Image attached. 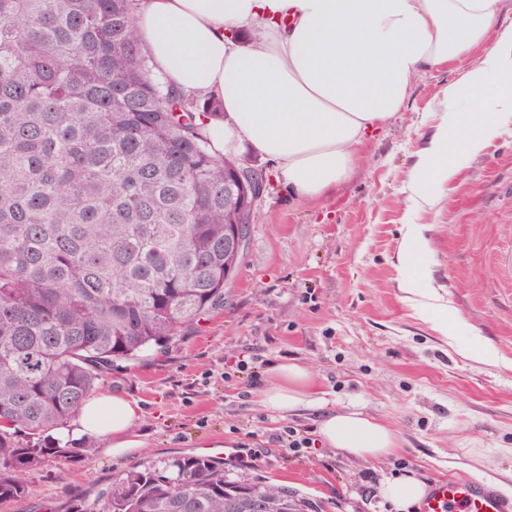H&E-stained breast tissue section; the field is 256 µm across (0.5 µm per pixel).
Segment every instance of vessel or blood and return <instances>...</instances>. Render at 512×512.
I'll use <instances>...</instances> for the list:
<instances>
[{"label": "vessel or blood", "mask_w": 512, "mask_h": 512, "mask_svg": "<svg viewBox=\"0 0 512 512\" xmlns=\"http://www.w3.org/2000/svg\"><path fill=\"white\" fill-rule=\"evenodd\" d=\"M419 512H512V497L489 480L448 477L431 484Z\"/></svg>", "instance_id": "b4317fda"}]
</instances>
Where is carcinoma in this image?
Masks as SVG:
<instances>
[{
	"instance_id": "obj_1",
	"label": "carcinoma",
	"mask_w": 512,
	"mask_h": 512,
	"mask_svg": "<svg viewBox=\"0 0 512 512\" xmlns=\"http://www.w3.org/2000/svg\"><path fill=\"white\" fill-rule=\"evenodd\" d=\"M137 0H0V504L80 449L50 440L118 362L224 307L220 107L153 73ZM307 512L209 456L136 465L50 512Z\"/></svg>"
}]
</instances>
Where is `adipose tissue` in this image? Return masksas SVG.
Wrapping results in <instances>:
<instances>
[{
    "label": "adipose tissue",
    "instance_id": "ef3b65f1",
    "mask_svg": "<svg viewBox=\"0 0 512 512\" xmlns=\"http://www.w3.org/2000/svg\"><path fill=\"white\" fill-rule=\"evenodd\" d=\"M505 0H139L140 41L164 81L192 99L219 101L205 131L216 153L238 137L270 160L297 197L317 199L345 181L364 136L404 108L421 73L482 48L480 63L449 86L443 117L408 173L429 198L455 174L456 158L482 151L512 114V25ZM256 29L250 46L237 34ZM467 96L477 106L460 111ZM259 405L286 417L317 408L323 443L361 460L400 445L398 433L359 410L325 408L303 365L279 363ZM136 401L103 393L83 405L60 437L104 441L122 458L144 447Z\"/></svg>",
    "mask_w": 512,
    "mask_h": 512
}]
</instances>
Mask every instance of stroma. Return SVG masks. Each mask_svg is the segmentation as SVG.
Listing matches in <instances>:
<instances>
[{"label":"stroma","instance_id":"stroma-1","mask_svg":"<svg viewBox=\"0 0 512 512\" xmlns=\"http://www.w3.org/2000/svg\"><path fill=\"white\" fill-rule=\"evenodd\" d=\"M481 50L422 73L404 109L365 136L351 176L319 200L296 199L272 164L247 145L234 159L265 183L251 219L245 261L224 308L186 328L180 340L113 367L100 392L135 400L146 446L116 460L102 444L89 455L51 462L27 476V498L0 512H45L78 492L94 497L135 465L201 454L222 441L245 446L228 464L240 479L295 491L313 512H396L380 481L410 475L488 479L512 495V118L457 172L416 200L407 173L439 122L449 85L479 64ZM418 225L423 249L405 260L403 237ZM424 273L438 306L466 322L441 336L401 289ZM492 345L493 360L465 352ZM284 360L306 366L328 407L374 415L397 430L401 447L363 461L318 444L283 448L284 427L314 430L312 416L278 418L256 403L247 376L225 380L232 363Z\"/></svg>","mask_w":512,"mask_h":512}]
</instances>
